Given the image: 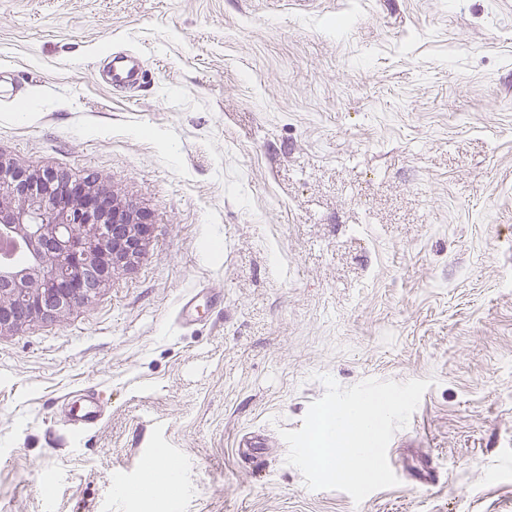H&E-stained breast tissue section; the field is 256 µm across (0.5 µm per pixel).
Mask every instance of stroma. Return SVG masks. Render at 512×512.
Listing matches in <instances>:
<instances>
[{
  "mask_svg": "<svg viewBox=\"0 0 512 512\" xmlns=\"http://www.w3.org/2000/svg\"><path fill=\"white\" fill-rule=\"evenodd\" d=\"M0 157L153 225L0 333V512H512V0H0ZM324 373L430 382L358 504L286 462ZM142 60L131 53H121L112 58L109 80L112 86L127 87L138 84L143 75ZM177 477V467L174 463L167 460L165 454H159L146 469L142 487L138 492H150L157 484L165 483L169 486H175Z\"/></svg>",
  "mask_w": 512,
  "mask_h": 512,
  "instance_id": "35a3bbf8",
  "label": "stroma"
}]
</instances>
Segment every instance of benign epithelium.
Here are the masks:
<instances>
[{
  "instance_id": "benign-epithelium-1",
  "label": "benign epithelium",
  "mask_w": 512,
  "mask_h": 512,
  "mask_svg": "<svg viewBox=\"0 0 512 512\" xmlns=\"http://www.w3.org/2000/svg\"><path fill=\"white\" fill-rule=\"evenodd\" d=\"M153 224L110 190L0 158V236L22 240L30 264L0 261V332L89 302L138 258Z\"/></svg>"
}]
</instances>
